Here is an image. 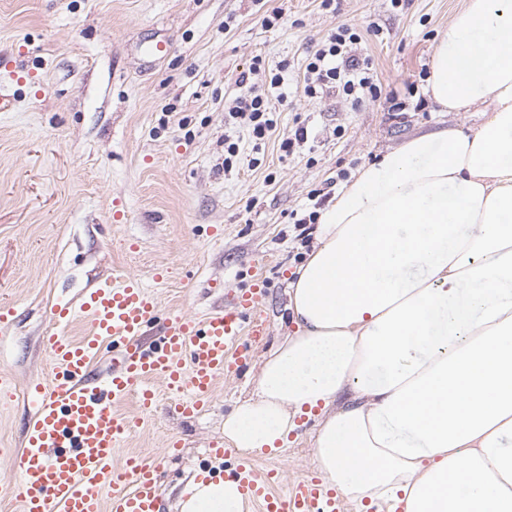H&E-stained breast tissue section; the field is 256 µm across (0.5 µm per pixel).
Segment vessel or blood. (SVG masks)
I'll return each mask as SVG.
<instances>
[{
	"label": "vessel or blood",
	"mask_w": 512,
	"mask_h": 512,
	"mask_svg": "<svg viewBox=\"0 0 512 512\" xmlns=\"http://www.w3.org/2000/svg\"><path fill=\"white\" fill-rule=\"evenodd\" d=\"M263 295V284L256 283L204 318L174 312L163 319L141 277L116 273L100 280L80 307L54 306L43 338L50 379L31 382L25 392L32 405L25 446L0 448V459L17 477L7 492L21 512H166L156 463L118 456L139 422L115 407L132 397L141 413L152 414L158 403L153 382L160 379L172 395L170 411L199 416L217 378L230 369L242 332L263 335ZM79 317L87 328L77 340L67 327ZM107 341L121 351L99 374L95 366ZM209 454L236 458L228 480L252 512H344L341 497L315 473L281 494L279 469L257 470L234 448L214 445Z\"/></svg>",
	"instance_id": "b4317fda"
}]
</instances>
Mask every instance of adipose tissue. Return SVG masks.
<instances>
[{"mask_svg":"<svg viewBox=\"0 0 512 512\" xmlns=\"http://www.w3.org/2000/svg\"><path fill=\"white\" fill-rule=\"evenodd\" d=\"M476 129L362 166L289 283L295 331L224 420L243 451L287 448L317 410L326 483L384 512H512V0H466L427 78ZM200 480L182 512H243Z\"/></svg>","mask_w":512,"mask_h":512,"instance_id":"ef3b65f1","label":"adipose tissue"}]
</instances>
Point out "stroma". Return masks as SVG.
<instances>
[{
	"instance_id": "35a3bbf8",
	"label": "stroma",
	"mask_w": 512,
	"mask_h": 512,
	"mask_svg": "<svg viewBox=\"0 0 512 512\" xmlns=\"http://www.w3.org/2000/svg\"><path fill=\"white\" fill-rule=\"evenodd\" d=\"M464 0H0V305L16 310L12 336L0 342V371L15 397L0 406V448L24 445L25 388L49 378L42 337L52 307L78 304L93 281L123 271L149 278L161 316L198 317L224 307L226 287L262 281L265 334L218 380L214 403L197 418L158 409L141 418L135 400L120 414L142 423L122 455L156 461L168 512L198 471L222 479L235 459L207 455L224 437V418L251 397L265 355L295 326L288 282L316 243L317 193L336 195L361 166L414 137L440 129L469 131L478 112H438L424 101L430 59L442 29ZM283 23L262 27L263 10ZM362 39L383 91L406 96L404 111L384 100L352 108L341 98H311L303 73L312 48L338 24ZM167 55L144 66L156 41ZM267 68L287 61L286 101H272L276 127L262 141L230 124L226 108L254 56ZM413 95H406L407 85ZM307 141L290 156L280 142L297 127ZM242 160L224 168V142ZM313 422L291 434L281 455L255 454L284 483L314 470ZM178 454H165L170 441Z\"/></svg>"
}]
</instances>
